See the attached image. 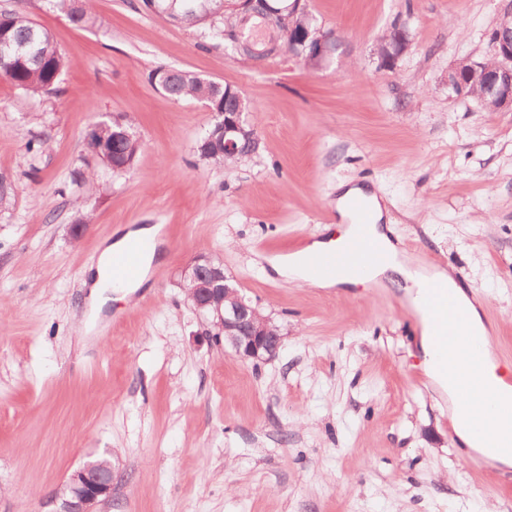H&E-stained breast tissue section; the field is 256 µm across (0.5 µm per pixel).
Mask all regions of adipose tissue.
<instances>
[{
	"instance_id": "ef3b65f1",
	"label": "adipose tissue",
	"mask_w": 512,
	"mask_h": 512,
	"mask_svg": "<svg viewBox=\"0 0 512 512\" xmlns=\"http://www.w3.org/2000/svg\"><path fill=\"white\" fill-rule=\"evenodd\" d=\"M339 195L336 200V208L340 214V224L342 233L336 238L325 241H315L309 244L307 251L297 252L292 255H286L275 260L274 267L276 271L296 282H304L308 279L307 270L304 263L306 252L318 251L328 248H341L347 238L354 235L358 227L352 224L349 213L346 210V203L350 198L357 196H367L371 207V222L367 225V232L379 240L384 247H391L392 242L389 236L382 231L379 226L384 215V208L381 200L376 193L365 192L363 187L351 186L347 183H339L337 186ZM155 236V230L151 227H142L137 230L126 233L120 239L109 244L102 251L96 268L90 269L87 281L91 286L92 298H100L102 293L107 289H114L115 292H125V284H115L111 281V259L114 254L124 251L132 242L150 241ZM401 278L405 282L411 283L414 292L412 301L414 305H422L423 298L420 292L421 285L428 278L435 277L447 281L448 289L453 293L455 298L469 313L471 318L472 330L475 335H482L484 332V323L478 306L469 297L464 287L456 280H453L450 273L444 270L428 273L423 270L413 268L411 258L397 252H393L390 261L380 265L372 270L368 281L372 284H378L383 280L393 278ZM471 376L469 380V388L465 394L467 399V407L465 411L457 413L456 425L454 430L460 441L471 448L477 447L478 442L474 436L476 428L484 427L490 424L491 418L486 412L484 402V386L487 381L498 379L500 369L498 364L491 357H484L470 367Z\"/></svg>"
}]
</instances>
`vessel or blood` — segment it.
Returning <instances> with one entry per match:
<instances>
[{"label": "vessel or blood", "mask_w": 512, "mask_h": 512, "mask_svg": "<svg viewBox=\"0 0 512 512\" xmlns=\"http://www.w3.org/2000/svg\"><path fill=\"white\" fill-rule=\"evenodd\" d=\"M145 244L136 243L122 253L113 255L111 272L114 280L128 282L138 278ZM388 259L386 251L365 233L351 236L340 249H328L307 254L305 263L315 280L334 278L342 274L365 277L374 267ZM425 310L432 323V337L440 360L464 348L475 353L483 351L486 338L473 335L467 312L448 293L446 284L439 281L425 283ZM485 397L490 409L503 418H512V376L504 377L499 385L487 388Z\"/></svg>", "instance_id": "vessel-or-blood-1"}]
</instances>
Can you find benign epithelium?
Wrapping results in <instances>:
<instances>
[{
    "mask_svg": "<svg viewBox=\"0 0 512 512\" xmlns=\"http://www.w3.org/2000/svg\"><path fill=\"white\" fill-rule=\"evenodd\" d=\"M278 0H224V8L249 17L257 15L268 26H277L284 12L291 16H307L306 0H293L285 8ZM338 46L336 34L321 28H298V23H288V30L279 34L273 51L251 49L248 58L257 63L271 55L301 48L305 58H327ZM407 34L399 31L380 44V66L392 68L406 52ZM491 62L468 61L460 64L448 76L452 89L472 81L481 85L483 97L496 103V109H512V2L501 13L490 41ZM226 98L233 99V106L215 113L216 130L224 144V157L242 158L257 153L260 138L255 128L243 118L247 103L240 90L224 88ZM184 280L193 287L185 289L193 308L211 317L209 335L217 342L231 346L244 361L266 362L273 360L282 346L279 329L264 316L259 308L247 300L233 280L224 273V266L214 263L207 255H199L183 271ZM112 453L97 461H87L76 469L65 484L48 500L52 512H101L99 506L112 492Z\"/></svg>",
    "mask_w": 512,
    "mask_h": 512,
    "instance_id": "benign-epithelium-1",
    "label": "benign epithelium"
}]
</instances>
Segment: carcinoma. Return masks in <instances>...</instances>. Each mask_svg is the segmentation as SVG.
<instances>
[{
    "instance_id": "obj_1",
    "label": "carcinoma",
    "mask_w": 512,
    "mask_h": 512,
    "mask_svg": "<svg viewBox=\"0 0 512 512\" xmlns=\"http://www.w3.org/2000/svg\"><path fill=\"white\" fill-rule=\"evenodd\" d=\"M78 27L95 23L94 0H46ZM143 5L173 21L188 25L210 22L212 36L232 45L244 23L233 12H220L213 0H142ZM65 68V58L47 29L37 25L21 10L0 12V81L31 95L52 94L58 90ZM151 82L173 101L192 98L208 103L215 112L224 111V86L204 82L196 74L159 67L150 76ZM114 124L99 121L86 149L94 157L116 168L135 160L138 139L112 142ZM200 157L216 165L226 164L221 138L208 129L198 143Z\"/></svg>"
}]
</instances>
